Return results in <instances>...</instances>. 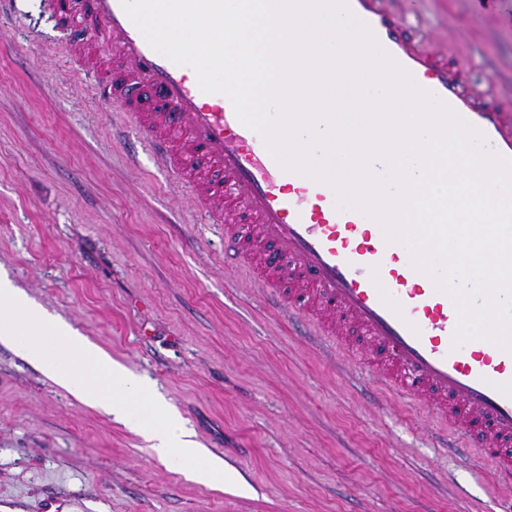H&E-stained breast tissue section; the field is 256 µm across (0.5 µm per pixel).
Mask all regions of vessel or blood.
Returning <instances> with one entry per match:
<instances>
[{
	"instance_id": "1",
	"label": "vessel or blood",
	"mask_w": 512,
	"mask_h": 512,
	"mask_svg": "<svg viewBox=\"0 0 512 512\" xmlns=\"http://www.w3.org/2000/svg\"><path fill=\"white\" fill-rule=\"evenodd\" d=\"M345 5L419 88L483 135L488 152L512 158V116L476 108L381 0ZM46 8L64 20L70 53L93 39L111 60L98 101L116 106L153 165L223 225L225 263L247 271L268 309L340 345L346 360L447 425L445 447L477 449L512 484V352L486 340L455 344L452 299L414 268L406 247L364 213L338 209L331 185L285 170L227 96L203 93L191 68L150 47L121 0H46ZM269 243L280 255L273 268L253 259Z\"/></svg>"
}]
</instances>
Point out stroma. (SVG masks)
Listing matches in <instances>:
<instances>
[{
	"label": "stroma",
	"instance_id": "obj_1",
	"mask_svg": "<svg viewBox=\"0 0 512 512\" xmlns=\"http://www.w3.org/2000/svg\"><path fill=\"white\" fill-rule=\"evenodd\" d=\"M512 113V0H384ZM44 0L0 12V271L157 392L253 487L207 488L0 343V512H495L512 498L430 414L339 369L224 264L186 191L131 163Z\"/></svg>",
	"mask_w": 512,
	"mask_h": 512
}]
</instances>
